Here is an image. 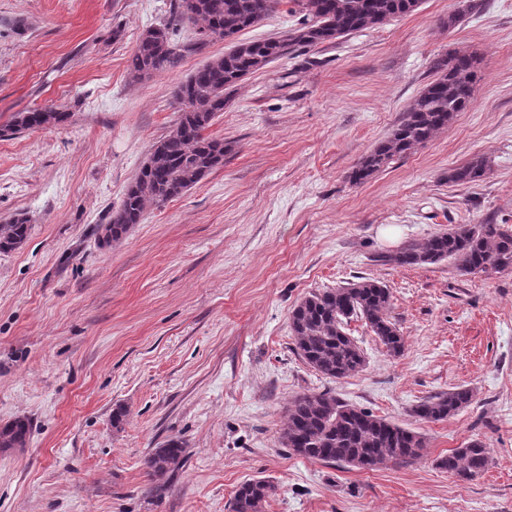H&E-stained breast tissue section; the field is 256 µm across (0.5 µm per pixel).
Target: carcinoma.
<instances>
[{
    "mask_svg": "<svg viewBox=\"0 0 512 512\" xmlns=\"http://www.w3.org/2000/svg\"><path fill=\"white\" fill-rule=\"evenodd\" d=\"M303 14L299 27L279 38L238 41L224 53L194 70L175 90L179 115L169 132L156 141L137 171L120 205L109 216L112 241L121 240L139 224L148 208L160 207L182 195L224 162V141L207 129L226 103L225 94L248 75L291 53L297 47H317L362 32L390 19L414 12L420 0H293ZM276 0H178L171 19L146 29L128 61L136 80L152 76L173 63L177 44L171 30L188 22L199 26L203 37L232 38L259 24ZM435 79L429 82L389 135L364 155L352 179L364 182L431 140L458 112L471 104L479 79V60L471 52L456 51L433 62ZM68 113L55 105L16 112L3 135L59 125ZM489 168L483 155L448 172V181L474 183ZM27 217L19 215L0 224V253L23 245L30 236ZM453 262L465 274L512 270V225L471 224L439 232L421 244L394 254L380 255L385 265L416 266ZM391 293L382 283L362 279L341 288L309 293L289 312V327L299 357L322 376L336 381L363 370L364 353L348 325L361 319L384 346L397 357L405 336L389 316ZM473 393L457 388L420 402L414 413L426 422H438L471 404ZM30 424L23 418L0 424V449L24 448ZM283 447L302 458L333 466L374 470L390 463L408 464L421 457L424 438L408 429L353 406L328 390L302 393L285 409L280 429ZM184 444L169 440L146 458L149 474L157 479L178 469ZM490 464V452L480 439L455 448L437 466L460 481L481 475ZM277 486L265 479L239 485L229 504L230 512H262Z\"/></svg>",
    "mask_w": 512,
    "mask_h": 512,
    "instance_id": "carcinoma-1",
    "label": "carcinoma"
}]
</instances>
